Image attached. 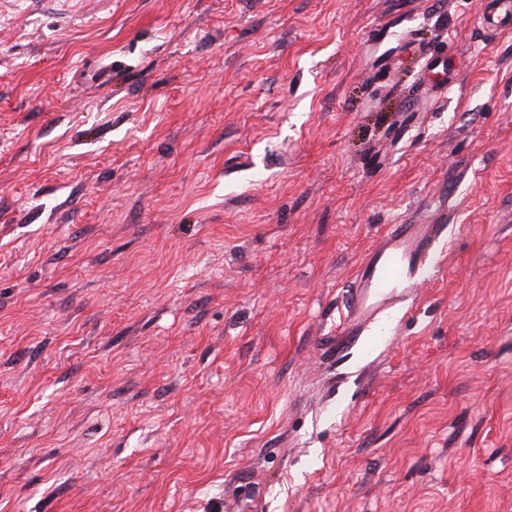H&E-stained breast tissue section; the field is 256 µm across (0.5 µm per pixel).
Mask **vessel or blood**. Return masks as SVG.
Masks as SVG:
<instances>
[{
	"label": "vessel or blood",
	"mask_w": 512,
	"mask_h": 512,
	"mask_svg": "<svg viewBox=\"0 0 512 512\" xmlns=\"http://www.w3.org/2000/svg\"><path fill=\"white\" fill-rule=\"evenodd\" d=\"M486 27H512V0H486ZM442 232L431 221L392 224L359 264L346 293V313L336 330L337 347L358 342L390 309L406 301L430 266Z\"/></svg>",
	"instance_id": "1"
}]
</instances>
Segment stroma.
Listing matches in <instances>:
<instances>
[{"label": "stroma", "mask_w": 512, "mask_h": 512, "mask_svg": "<svg viewBox=\"0 0 512 512\" xmlns=\"http://www.w3.org/2000/svg\"><path fill=\"white\" fill-rule=\"evenodd\" d=\"M483 3L0 0V512H512ZM436 212L437 272L325 344ZM443 225L434 221L391 224L359 264L346 289V313L336 349L358 342L390 309L406 301L431 264Z\"/></svg>", "instance_id": "stroma-1"}]
</instances>
